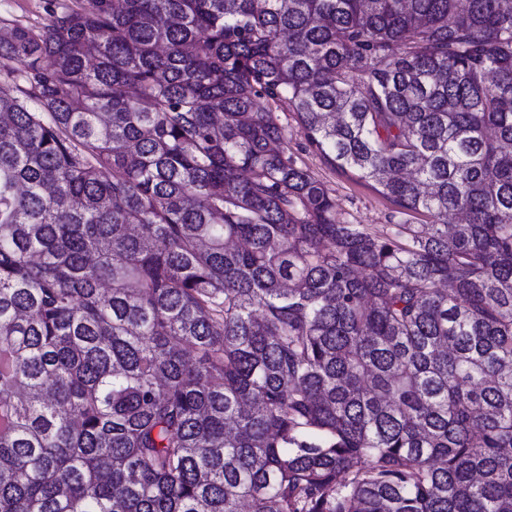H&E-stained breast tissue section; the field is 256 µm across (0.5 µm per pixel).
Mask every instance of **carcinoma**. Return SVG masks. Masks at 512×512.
<instances>
[{"label":"carcinoma","mask_w":512,"mask_h":512,"mask_svg":"<svg viewBox=\"0 0 512 512\" xmlns=\"http://www.w3.org/2000/svg\"><path fill=\"white\" fill-rule=\"evenodd\" d=\"M0 75V512H512V0H83ZM279 112L280 122L288 133L289 148L316 177L332 189L338 212L354 224H389L394 210L391 201L383 197L370 184L358 180L351 172H343L327 164L319 155L305 151L304 139L298 133L297 119L293 112L273 106Z\"/></svg>","instance_id":"obj_1"}]
</instances>
